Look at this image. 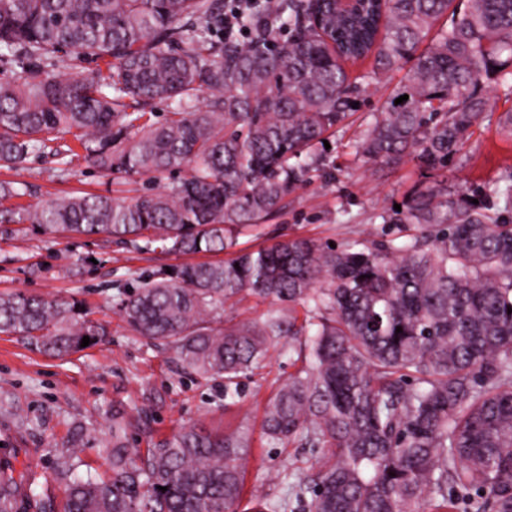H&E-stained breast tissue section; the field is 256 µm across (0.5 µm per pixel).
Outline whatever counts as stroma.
Wrapping results in <instances>:
<instances>
[{
	"instance_id": "stroma-1",
	"label": "stroma",
	"mask_w": 512,
	"mask_h": 512,
	"mask_svg": "<svg viewBox=\"0 0 512 512\" xmlns=\"http://www.w3.org/2000/svg\"><path fill=\"white\" fill-rule=\"evenodd\" d=\"M360 95L358 109L323 153V169L291 193L285 208L263 224L260 237L243 236L241 247L258 249L277 239L303 236L319 241L380 239L388 232L381 216L404 203L431 180L477 189L494 183L512 167V138L497 130L501 112L512 108V90L489 81L490 111L446 170L435 173L409 160L393 167L364 161L354 142L371 112L383 109L402 85L396 70L373 76L372 58L346 62ZM56 157L30 160L25 168H0V181L23 188L21 204L36 207L71 193L110 191L128 199L144 188L139 179H112L74 157L66 177H58ZM173 257L138 251L103 236L67 239L58 234L27 233L0 239V293L27 291L47 297H73L95 311L110 336L104 344L64 356H49L17 336L0 335V457L27 465L39 489L63 500L65 470L82 478L110 473L108 442L112 410L133 418L131 447L171 438L183 425L236 433L247 440L244 498L275 501L285 497L296 478L310 476L326 451L271 440L262 429L266 401L294 368L288 342L271 347L261 368L244 379L235 398L224 395V381L204 379L184 368L170 345L133 332L120 311L123 287L143 271L173 264ZM287 305L240 294L227 301L221 320L265 321L287 313Z\"/></svg>"
}]
</instances>
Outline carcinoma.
I'll use <instances>...</instances> for the list:
<instances>
[{
	"label": "carcinoma",
	"mask_w": 512,
	"mask_h": 512,
	"mask_svg": "<svg viewBox=\"0 0 512 512\" xmlns=\"http://www.w3.org/2000/svg\"><path fill=\"white\" fill-rule=\"evenodd\" d=\"M236 21L245 42L214 40L224 0H0V63L13 73L0 82V166L50 152L65 176L74 152L50 143L69 135L100 173L167 179L129 201L84 192L35 208L0 182V238L30 227L227 254L147 275L121 312L186 368L224 377L230 396L288 338L296 371L268 399L264 430L326 449L294 488L308 512H458L471 496L470 512H512L511 170L503 187L416 191L382 216L398 232L380 243L237 249L319 171V147L353 115L348 60L374 57L376 76L410 64L365 118L356 153L448 168L485 118L486 81L512 83V0H366L351 13L331 0H247ZM69 60L107 73L61 72ZM156 101L172 106L161 121L146 111ZM243 291L288 314L217 319ZM92 314L74 298L0 294V334L46 353L101 343ZM295 341L307 355L293 358ZM130 425L112 410V475L68 480L64 512H239L242 437L189 424L141 454ZM30 475L0 459V512H55ZM247 512L288 502L257 499Z\"/></svg>",
	"instance_id": "obj_1"
}]
</instances>
